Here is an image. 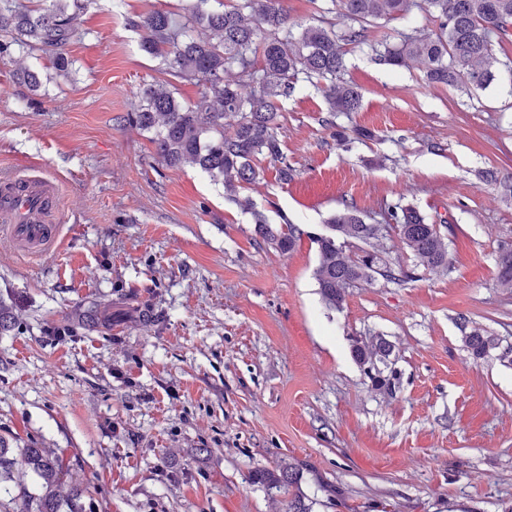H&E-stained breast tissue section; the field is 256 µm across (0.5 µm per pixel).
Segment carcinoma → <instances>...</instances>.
Here are the masks:
<instances>
[{"label": "carcinoma", "mask_w": 512, "mask_h": 512, "mask_svg": "<svg viewBox=\"0 0 512 512\" xmlns=\"http://www.w3.org/2000/svg\"><path fill=\"white\" fill-rule=\"evenodd\" d=\"M48 6L27 8L18 0H0V58L13 50L38 49L55 56V67L66 74L70 61L63 48L82 33L73 20L84 9V0H45ZM339 6L349 25L290 23L283 0H190L182 19L168 11L156 10L128 24L143 32L141 49L159 57L175 78H195L205 86L192 104L179 102L174 93L160 85L143 92L130 120L153 132L159 159L170 167L191 163L206 173L232 196L238 189L256 182L263 170L258 158L279 164V179L293 178V169L284 156L279 139L278 102L291 97L304 81L324 96L336 142L347 139L346 129L336 125V116L360 109L362 94L344 79L346 63L343 46L367 48L380 61L403 67L420 63L429 84L486 90L509 81L512 94V62L503 63L494 55L512 31V0H331ZM414 9L429 13L435 28H412L399 33V42L374 38L369 27L376 20L400 19ZM236 72L233 79L227 78ZM235 117L226 127L224 118ZM250 211L257 233L280 252L294 249L302 231L288 220L278 226L267 216L250 208V201L237 200ZM327 233L313 237L319 262L316 280L322 298L335 309L342 307L345 289L368 284L380 276L400 284L415 275V269L446 268L448 247L439 227L411 206L390 204L385 223L372 224L352 203L332 213L326 221ZM393 229L417 260L415 268L391 266L373 250L374 243ZM361 244L354 253L347 249ZM499 287L512 289V250L496 258ZM459 328L473 359H483L500 351L499 359L512 364V345H502L496 336L478 328L467 329L469 319L461 314ZM393 351L382 336L371 341H355L352 354L357 363L370 368L368 375L377 389L391 386L384 367ZM22 465L37 478L40 493L28 494L19 486L8 489L13 470ZM68 472L61 460L45 448L24 444L12 447L0 437V493L11 495L16 512H85L88 488L70 483L67 496L59 487ZM251 481L288 496V512H310L301 491L303 472L297 467L277 466L258 471Z\"/></svg>", "instance_id": "obj_1"}]
</instances>
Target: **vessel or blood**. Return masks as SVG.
<instances>
[{"instance_id": "b4317fda", "label": "vessel or blood", "mask_w": 512, "mask_h": 512, "mask_svg": "<svg viewBox=\"0 0 512 512\" xmlns=\"http://www.w3.org/2000/svg\"><path fill=\"white\" fill-rule=\"evenodd\" d=\"M55 182L37 174L0 178V238L25 256L38 258L60 244Z\"/></svg>"}]
</instances>
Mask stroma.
Segmentation results:
<instances>
[{"label": "stroma", "instance_id": "obj_1", "mask_svg": "<svg viewBox=\"0 0 512 512\" xmlns=\"http://www.w3.org/2000/svg\"><path fill=\"white\" fill-rule=\"evenodd\" d=\"M182 0H85L65 54L0 59V175L34 163L56 180L62 246L38 259L0 242V436L56 452L91 489V512H286L255 471L302 468L312 512H512V366L473 360L457 317L512 344V199L480 173H512V94L425 84L346 46L363 94L340 117L375 137L336 144L321 92L280 101L289 182L261 160L242 190L303 235L282 253L196 166L161 164L129 120L146 85L182 102L203 90L166 74L128 19ZM39 71L32 92L18 78ZM402 201L457 227L447 269L352 286L341 309L315 271L343 202L379 215ZM150 302L156 322L139 317ZM98 304L108 333L83 315ZM394 346L390 389L372 387L353 339Z\"/></svg>", "mask_w": 512, "mask_h": 512}]
</instances>
